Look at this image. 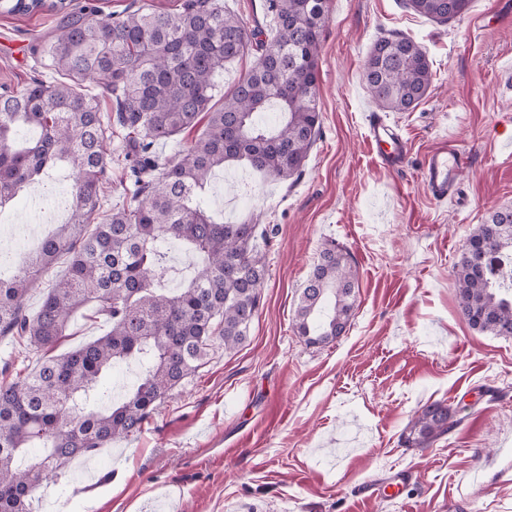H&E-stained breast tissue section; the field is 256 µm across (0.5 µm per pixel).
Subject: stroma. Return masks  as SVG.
Listing matches in <instances>:
<instances>
[{"mask_svg": "<svg viewBox=\"0 0 512 512\" xmlns=\"http://www.w3.org/2000/svg\"><path fill=\"white\" fill-rule=\"evenodd\" d=\"M512 0H471L440 25L402 0H330L319 55L320 135L299 176L262 177L244 164L216 179L226 221L274 229L262 302L248 340L216 350L141 432L69 463L31 512H512V338L472 329L455 265L489 211L512 205ZM60 8H0V93L51 79L38 52ZM426 49L434 79L410 112L388 113L408 139L403 169H384L364 137L376 106L362 74L378 37ZM454 139L470 160L451 199L430 200L425 155ZM349 251L359 290L336 341L309 346L293 329L298 296L322 243ZM80 308L52 349L104 335ZM43 349L0 339V385ZM468 403L430 447L402 441L423 405Z\"/></svg>", "mask_w": 512, "mask_h": 512, "instance_id": "stroma-1", "label": "stroma"}]
</instances>
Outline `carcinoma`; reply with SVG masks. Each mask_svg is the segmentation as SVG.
<instances>
[{
    "mask_svg": "<svg viewBox=\"0 0 512 512\" xmlns=\"http://www.w3.org/2000/svg\"><path fill=\"white\" fill-rule=\"evenodd\" d=\"M452 2L403 0L440 25L455 19ZM328 19L329 0H266V21L251 30L223 0H182L173 12L141 7L108 18L88 3L73 8L40 46L57 78L0 94V210L54 173L64 170L71 181L68 221L12 273L0 270V337L51 347L88 304L111 324L106 334L37 362L23 380L0 385V512H30L35 492L68 462L137 434L211 352H232L248 339L271 230L217 219L209 188L234 162L273 179L300 174L321 130L318 57ZM249 52L252 68L218 96L224 67ZM363 80L377 107L409 112L429 94L432 62L413 39L384 35L369 50ZM88 85L112 97L113 121L100 111V94L85 92ZM111 123L123 131L131 173L125 192L137 204L116 206L98 223ZM199 126L185 154L157 152ZM170 244L197 261L179 288L168 287L163 264ZM493 253L512 255L511 205L488 213L455 267L464 319L508 338L512 288L489 278ZM63 255L67 275L27 317L24 296ZM357 288L350 253L324 243L300 295L297 335L308 345L336 340L353 315ZM119 362H136L142 373L115 402L104 383ZM458 423L434 401L416 412L404 443L426 448ZM30 448L43 453L24 464Z\"/></svg>",
    "mask_w": 512,
    "mask_h": 512,
    "instance_id": "carcinoma-1",
    "label": "carcinoma"
}]
</instances>
